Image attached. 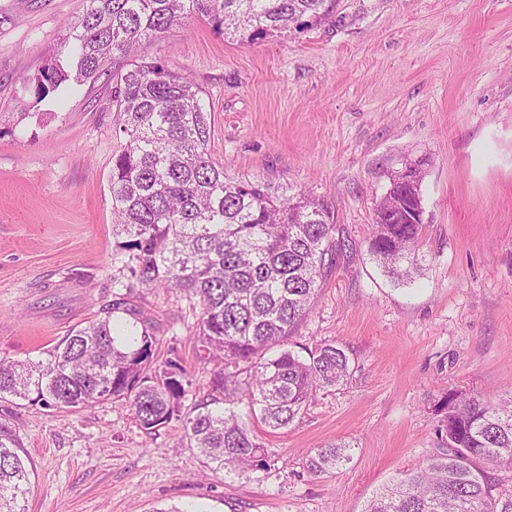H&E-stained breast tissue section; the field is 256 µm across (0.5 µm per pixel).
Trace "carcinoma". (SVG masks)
Returning <instances> with one entry per match:
<instances>
[{
    "instance_id": "cac0c4a2",
    "label": "carcinoma",
    "mask_w": 512,
    "mask_h": 512,
    "mask_svg": "<svg viewBox=\"0 0 512 512\" xmlns=\"http://www.w3.org/2000/svg\"><path fill=\"white\" fill-rule=\"evenodd\" d=\"M327 0H83L54 57L30 78L35 102L62 85L113 82L118 133L112 159L113 232L122 237L118 286L173 288L199 299L197 341L214 364L207 389L186 406L191 380L181 364L158 359V322L126 296L46 351V360L0 358V395L43 407L130 408L152 437L176 419L207 459L228 475L268 470L257 429L287 428L320 389L342 385L350 359L332 343L303 358L287 340L307 314L339 242L332 206L310 193L234 180L208 156V113L186 75L138 55L140 47L193 17L226 36H281L321 23ZM117 58L125 70L111 69ZM399 189L374 210L368 248L386 272L409 277L421 262L422 224L398 216ZM247 401L248 411L235 404ZM445 438L426 465L391 480L363 512H512V404L453 392ZM350 444L316 450L318 474L345 465ZM32 465L11 426L0 422V512H25Z\"/></svg>"
}]
</instances>
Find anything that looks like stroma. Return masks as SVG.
Instances as JSON below:
<instances>
[{
    "mask_svg": "<svg viewBox=\"0 0 512 512\" xmlns=\"http://www.w3.org/2000/svg\"><path fill=\"white\" fill-rule=\"evenodd\" d=\"M321 25L228 40L204 18L142 53L188 74L208 110L210 159L232 178L306 189L335 210L341 246L288 339L333 342L347 384L318 391L287 429L263 433L271 470L214 469L179 421L147 437L128 409H47L7 396L0 422L33 462L27 512H363L439 446L449 393L512 400V0H328ZM83 0H0V112L24 111ZM113 84L50 94L27 138L0 132V356L44 358L112 299ZM423 172L422 269L390 278L368 252L391 175ZM161 323V356L203 392L198 299L131 295ZM346 465H307L331 442Z\"/></svg>",
    "mask_w": 512,
    "mask_h": 512,
    "instance_id": "stroma-1",
    "label": "stroma"
}]
</instances>
